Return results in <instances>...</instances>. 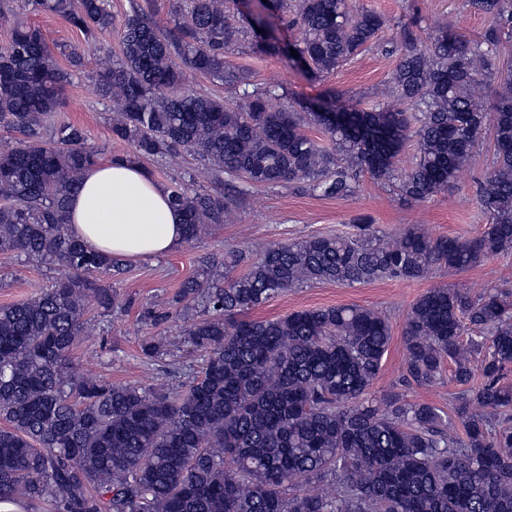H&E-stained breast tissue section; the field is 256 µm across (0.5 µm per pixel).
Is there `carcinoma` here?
I'll return each instance as SVG.
<instances>
[{
  "mask_svg": "<svg viewBox=\"0 0 512 512\" xmlns=\"http://www.w3.org/2000/svg\"><path fill=\"white\" fill-rule=\"evenodd\" d=\"M92 38L115 29L120 55L103 52L85 79L112 103V140L134 157L189 152L212 175L274 187L298 182L348 197L365 174L423 201L448 189L490 135L491 166L477 200L479 236L432 238L417 227L391 245L362 218L352 236H315L266 249L247 272L210 286L190 278L178 301L205 299L209 314L184 330L207 353L202 375L184 390L116 384L69 374L89 302L106 311L116 296L100 278L121 260L87 251L72 235L69 202L83 171L100 161L85 131L46 133L68 73L36 28L18 26L0 46V123L19 133L0 150V253L48 261L54 285L0 307V504L25 498L54 512H512V293L429 288L405 319L407 381L467 385L484 350V381L456 409L464 436L436 406L377 399L371 388L390 343L388 319L338 305L277 319L248 318L289 288L420 281L444 263L462 270L512 252V0H468L491 26L468 41L453 24L422 38L400 26L392 100L372 112L297 102L274 108V89H243L226 50L234 29L223 0H176V32H162L137 4L116 23L109 0H24ZM302 30L301 61L315 76L339 69L377 44L382 15L353 0H297L286 15ZM180 59L224 86V100L182 88ZM411 107L412 112L405 111ZM321 128L330 146L305 127ZM415 138L408 169L395 158ZM191 244L229 207L182 186L170 190ZM476 335L462 340L464 322ZM326 482L330 495L305 486Z\"/></svg>",
  "mask_w": 512,
  "mask_h": 512,
  "instance_id": "carcinoma-1",
  "label": "carcinoma"
}]
</instances>
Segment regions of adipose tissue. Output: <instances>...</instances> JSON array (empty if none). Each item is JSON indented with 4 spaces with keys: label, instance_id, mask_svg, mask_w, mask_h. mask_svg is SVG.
Here are the masks:
<instances>
[{
    "label": "adipose tissue",
    "instance_id": "adipose-tissue-1",
    "mask_svg": "<svg viewBox=\"0 0 512 512\" xmlns=\"http://www.w3.org/2000/svg\"><path fill=\"white\" fill-rule=\"evenodd\" d=\"M69 228L90 251L162 256L183 239V217L168 189L140 163L102 161L86 169L69 205Z\"/></svg>",
    "mask_w": 512,
    "mask_h": 512
}]
</instances>
